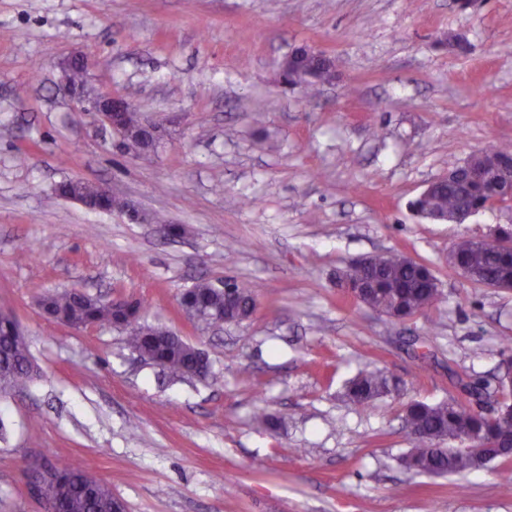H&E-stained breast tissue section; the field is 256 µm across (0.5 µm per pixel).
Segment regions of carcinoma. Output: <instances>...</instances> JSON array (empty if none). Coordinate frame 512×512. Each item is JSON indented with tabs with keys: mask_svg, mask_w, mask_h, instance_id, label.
<instances>
[{
	"mask_svg": "<svg viewBox=\"0 0 512 512\" xmlns=\"http://www.w3.org/2000/svg\"><path fill=\"white\" fill-rule=\"evenodd\" d=\"M333 64L314 68L299 60L288 65L289 82L306 87L315 94L318 87L329 80ZM152 146L148 135L138 130L126 138L124 148L131 153ZM57 196L79 195L97 197V189L89 184L62 181L55 189ZM512 199V190L489 177L484 171L468 174L456 183L431 195L419 197L411 203L412 209L425 218L446 213L452 217L465 209L485 210L499 202ZM454 250L460 267L478 283H512V251H493L484 244L468 238L459 239ZM234 297L227 301L224 291L208 282H200L190 289L194 318L210 324L217 311H222L230 322L250 317L256 310L257 289L249 283L226 278ZM440 298L438 278L429 265L389 252L382 255L375 285L366 298V305L375 308L392 322H402L424 313ZM38 307L49 321L65 323L75 328L109 324L127 331L126 343L139 354H150L170 373L201 378L193 353V346L167 328L140 324L137 319L143 303L132 302L125 312L113 309L110 301L92 298L76 290L42 295ZM37 375L28 345L18 333V323L8 315H0V394L23 388ZM391 379L378 371L363 372L349 382L348 400L367 405L389 393ZM498 414L490 415L482 406L475 408L455 400L426 403L414 401L404 410V423L412 446L403 457L411 470L423 474L460 475L476 470L474 459L477 446H494L499 439L512 434V387L503 382L499 388ZM467 434L475 439L446 453L439 440L454 439ZM55 478L43 487L47 499L61 505L64 512H114L117 498L103 482L94 480L86 469L64 464L54 466Z\"/></svg>",
	"mask_w": 512,
	"mask_h": 512,
	"instance_id": "1",
	"label": "carcinoma"
}]
</instances>
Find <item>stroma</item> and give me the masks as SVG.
I'll list each match as a JSON object with an SVG mask.
<instances>
[{"instance_id":"stroma-1","label":"stroma","mask_w":512,"mask_h":512,"mask_svg":"<svg viewBox=\"0 0 512 512\" xmlns=\"http://www.w3.org/2000/svg\"><path fill=\"white\" fill-rule=\"evenodd\" d=\"M458 36L466 53L453 50ZM298 47L336 60L314 98L285 85ZM127 98L166 136L127 154L60 91L63 63ZM512 143V0H0V314L38 367L0 397V512H47L23 468H90L127 512H512V464L459 475L402 467L405 406L495 395L512 358V290L448 264L460 236L512 231V200L467 224L411 202L452 164ZM66 179L184 225L92 212ZM399 251L432 266L439 302L393 324L340 278ZM258 285L254 314L214 329L181 293ZM142 301L204 351L207 378L142 361L123 330L47 321V292ZM395 390L349 404L350 380ZM95 186V185H94ZM101 193L105 194L106 196H112L114 198H119L118 196L114 195L112 192H110L108 189L102 186H95ZM89 184L84 183H74L72 181H62L58 184V186L55 189V193L57 196L61 197L64 194H71V195H79L83 198H96L99 197L97 195V189Z\"/></svg>"}]
</instances>
